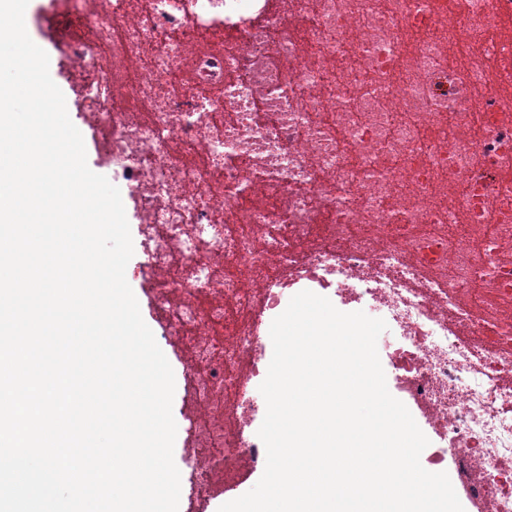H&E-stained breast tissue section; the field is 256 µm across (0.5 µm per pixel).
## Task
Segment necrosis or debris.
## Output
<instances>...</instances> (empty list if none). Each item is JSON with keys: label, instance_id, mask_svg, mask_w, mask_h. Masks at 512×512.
Wrapping results in <instances>:
<instances>
[{"label": "necrosis or debris", "instance_id": "obj_1", "mask_svg": "<svg viewBox=\"0 0 512 512\" xmlns=\"http://www.w3.org/2000/svg\"><path fill=\"white\" fill-rule=\"evenodd\" d=\"M193 353L192 512L264 469L270 326L308 290L387 364L476 512H512V0H49Z\"/></svg>", "mask_w": 512, "mask_h": 512}]
</instances>
